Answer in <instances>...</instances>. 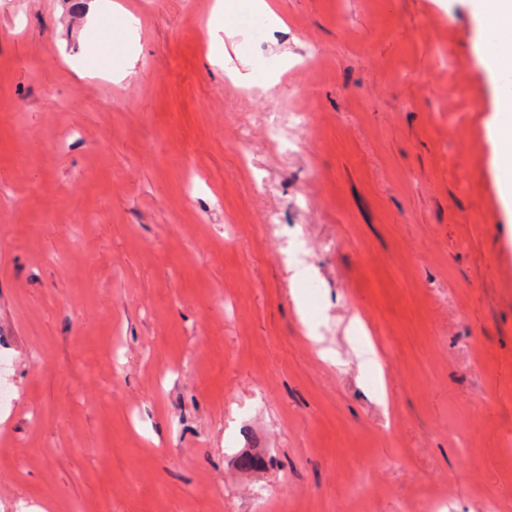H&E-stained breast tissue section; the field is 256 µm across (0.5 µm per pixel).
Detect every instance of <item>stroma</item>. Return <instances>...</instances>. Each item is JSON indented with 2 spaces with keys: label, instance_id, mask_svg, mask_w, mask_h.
<instances>
[{
  "label": "stroma",
  "instance_id": "obj_1",
  "mask_svg": "<svg viewBox=\"0 0 512 512\" xmlns=\"http://www.w3.org/2000/svg\"><path fill=\"white\" fill-rule=\"evenodd\" d=\"M121 2L115 83L84 74L89 0H0V512H512V232L469 0H273L224 68L216 0ZM245 57L259 79L231 80ZM305 237L302 318L277 248ZM357 354L358 357L362 360V364L373 370L379 376L380 389L377 391V394L381 400H386L387 394L382 382L383 369L381 365V358L376 347L370 341H367L360 348Z\"/></svg>",
  "mask_w": 512,
  "mask_h": 512
}]
</instances>
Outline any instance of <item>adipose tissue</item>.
<instances>
[{"label": "adipose tissue", "instance_id": "obj_1", "mask_svg": "<svg viewBox=\"0 0 512 512\" xmlns=\"http://www.w3.org/2000/svg\"><path fill=\"white\" fill-rule=\"evenodd\" d=\"M480 32L496 31L500 40L494 50L477 45L476 53L492 84L498 87L499 109L488 127L494 145L491 165L495 173L504 212L512 219V92L499 86L502 75L512 71V0H471ZM271 15L266 0H218L208 23V57L223 64L225 37L239 31L240 14Z\"/></svg>", "mask_w": 512, "mask_h": 512}]
</instances>
